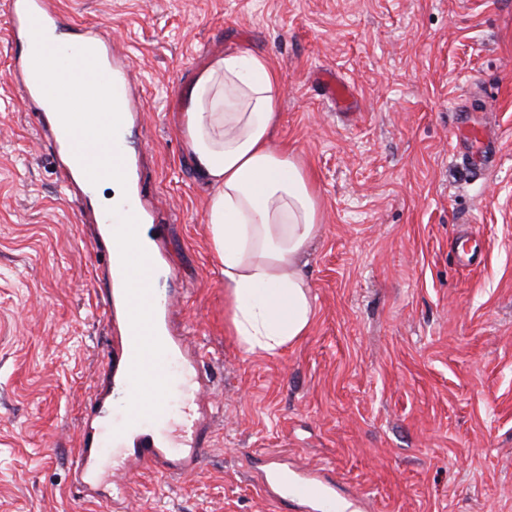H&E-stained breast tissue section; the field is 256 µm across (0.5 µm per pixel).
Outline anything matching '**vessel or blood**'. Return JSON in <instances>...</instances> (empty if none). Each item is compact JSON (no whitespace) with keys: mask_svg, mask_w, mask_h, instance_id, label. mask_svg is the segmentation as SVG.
Listing matches in <instances>:
<instances>
[{"mask_svg":"<svg viewBox=\"0 0 512 512\" xmlns=\"http://www.w3.org/2000/svg\"><path fill=\"white\" fill-rule=\"evenodd\" d=\"M7 35L10 41L33 44L32 56H17L9 73L13 85L52 131L59 182L64 189L78 188L83 205H90L98 188L107 181L130 186L138 173L123 121L103 125L97 113H84V131H77L68 112L46 101L36 58L49 55L53 36L76 35L80 45L75 54L60 61L59 98L79 92L86 105L95 93L78 89L76 72H95L106 57L112 67V99L119 112H138L134 97L130 59H116L117 49L96 25L65 22L51 0H6ZM92 140L94 148L83 154L72 148L78 134ZM459 137L469 141L468 161L476 172L487 173L496 152L483 140L481 131L464 127ZM140 200L123 197L112 206L94 212V223L102 225L108 240L124 241L123 250H108L106 269L113 287L104 302L118 332L114 348L113 383L110 393L96 394L87 415L76 452L74 482L87 496L112 482L116 467L135 462L138 469L164 477L194 471L204 451L197 445L201 420L193 410L194 385L200 382V349L188 337L178 335L171 298L162 284L176 276L175 265L164 264L155 246L144 245L136 227L153 222ZM274 502L291 498L312 502L323 493L307 477L289 478L287 470L274 469L266 481Z\"/></svg>","mask_w":512,"mask_h":512,"instance_id":"obj_1","label":"vessel or blood"}]
</instances>
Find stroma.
I'll list each match as a JSON object with an SVG mask.
<instances>
[{"mask_svg": "<svg viewBox=\"0 0 512 512\" xmlns=\"http://www.w3.org/2000/svg\"><path fill=\"white\" fill-rule=\"evenodd\" d=\"M55 4L132 58L148 233L209 355L213 421L197 471L127 473L110 506L74 484L80 426L110 378L104 256L9 80L22 47L0 8V512H299L270 508V467L325 482L349 512H512V0ZM240 45L279 69V139L324 214L304 268L313 327L274 356L224 326L210 190L179 129L184 88ZM323 71L350 87L349 109L325 96ZM465 123L496 145L487 175L467 164Z\"/></svg>", "mask_w": 512, "mask_h": 512, "instance_id": "1", "label": "stroma"}]
</instances>
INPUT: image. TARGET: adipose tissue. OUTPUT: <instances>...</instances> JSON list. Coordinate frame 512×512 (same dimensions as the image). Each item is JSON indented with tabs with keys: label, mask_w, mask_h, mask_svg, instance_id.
I'll return each mask as SVG.
<instances>
[{
	"label": "adipose tissue",
	"mask_w": 512,
	"mask_h": 512,
	"mask_svg": "<svg viewBox=\"0 0 512 512\" xmlns=\"http://www.w3.org/2000/svg\"><path fill=\"white\" fill-rule=\"evenodd\" d=\"M282 96L271 59L236 46L198 71L180 116L194 170L211 189L205 223L226 323L246 353L268 356L310 332L304 257L322 226L309 173L277 137Z\"/></svg>",
	"instance_id": "obj_1"
}]
</instances>
